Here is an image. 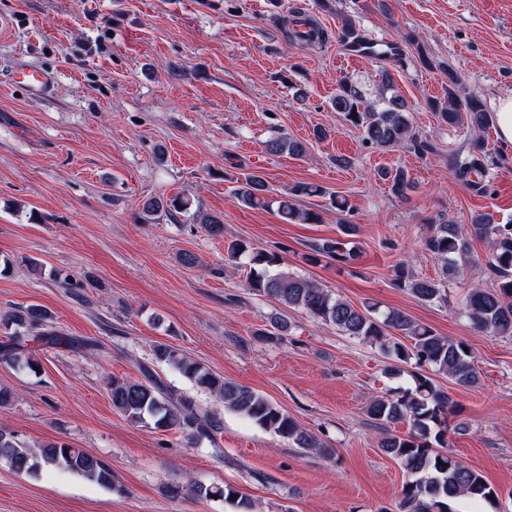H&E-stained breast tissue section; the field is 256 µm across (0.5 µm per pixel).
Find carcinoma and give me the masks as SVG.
<instances>
[{"label":"carcinoma","instance_id":"obj_1","mask_svg":"<svg viewBox=\"0 0 512 512\" xmlns=\"http://www.w3.org/2000/svg\"><path fill=\"white\" fill-rule=\"evenodd\" d=\"M294 23L296 29L289 32V39L307 45L316 40L325 41V33L314 27L307 31L299 30V27L308 25L306 20L298 17ZM337 38L352 45L363 41L355 25L349 21L342 22ZM459 86L458 77L448 72V93L445 98L432 101L431 108L450 127L465 123L479 130L485 129L491 117L482 99L474 93L460 94ZM390 103L391 106L383 110L366 104L358 87L346 79L339 82L333 99L335 110L343 113L347 122L362 128L364 139L371 147L389 150L418 145L404 105L393 98ZM266 149L271 153L295 157L305 152L301 142L290 138L272 139L267 142ZM488 167V156L479 140L451 157L455 178L477 193L487 191ZM384 176L391 180V190L398 197L406 196L412 187L408 172L403 169L387 171ZM269 193L264 176L252 172L238 181L234 196L245 207L275 208L278 218L286 224L320 222L318 212L298 208L295 200L325 196L322 186L297 182L276 199L269 198ZM190 207L189 198L175 195L167 199L144 200L142 212L147 215L158 212L174 215L186 213ZM195 220L210 236L224 235L222 216L199 212ZM471 236L487 241L490 246L488 265L493 283L490 288L476 286L468 289L462 300V309L475 331L512 336V226L496 222L487 212L471 217L468 236L456 224L430 226L422 244L439 260V277H419L400 262L394 269L395 286L424 303L446 300L448 281L462 278L466 271ZM346 245L347 242L340 239H320L311 245L309 261L327 257L343 263L351 262L357 252L352 247L346 248ZM226 253L228 262L235 266L241 259L247 260L246 286L253 294L270 298L288 308H301L313 317L334 325L343 335L379 347L396 362L391 372L397 375L403 372L400 364L415 365V370L410 372L412 386L375 395L366 406L367 415L386 430L379 448L400 464L406 476L401 490L400 512H449L450 502L459 498L488 503L497 500V490L478 471L448 454V421L454 412L455 402L430 377L420 373L428 366L448 375V379L459 387L478 386L481 376L473 354L465 350V344L438 334L400 310L381 311L367 305L358 308L310 278L278 269L280 259L277 255L250 247L242 241L229 243ZM0 328L9 333V342L0 352V360L30 370L39 365L38 351L47 346L65 343L76 344L88 351L95 349L91 342L78 343L61 336L51 325L48 312L39 305L18 306L5 312L0 316ZM403 338L410 343L401 342ZM153 358L211 395L224 409L248 419L293 447L317 456L332 455L333 449L261 393L224 379V376L165 342L153 346ZM141 374L140 380L112 379L109 396L115 411L134 424L175 430L191 444L215 440L222 426L214 412L167 387L149 367H142ZM405 423L410 426L405 435H397L391 429L393 425ZM0 462L30 476L37 475L44 467L58 468L97 485L112 487V468L85 450L63 442H48L32 448L3 427H0ZM168 492L173 497L185 492L205 498L220 497L232 512H258L257 502L250 495L230 485L211 487L191 480L184 486L168 488Z\"/></svg>","mask_w":512,"mask_h":512}]
</instances>
